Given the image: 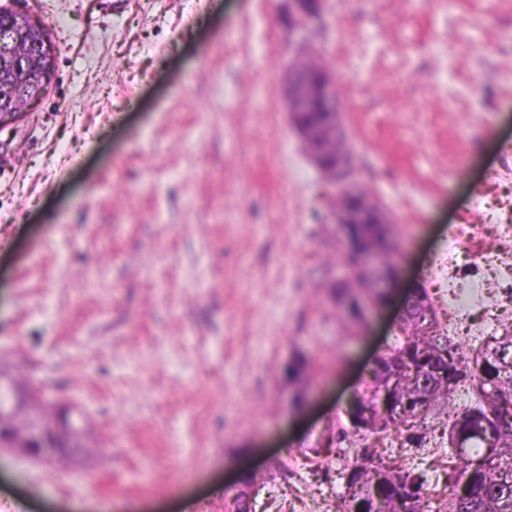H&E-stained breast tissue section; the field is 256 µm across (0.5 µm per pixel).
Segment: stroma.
I'll return each mask as SVG.
<instances>
[{
  "label": "stroma",
  "mask_w": 512,
  "mask_h": 512,
  "mask_svg": "<svg viewBox=\"0 0 512 512\" xmlns=\"http://www.w3.org/2000/svg\"><path fill=\"white\" fill-rule=\"evenodd\" d=\"M43 19L53 79L0 131V361L76 403L97 453L63 468L0 453V512H222L243 469L253 512H338L328 457L352 390L393 342L392 299L361 326L329 285L345 264L319 221L320 175L282 95L297 47L281 0H0ZM335 72L354 176L395 229L403 282L423 280L441 323L448 283L431 264L469 214L497 247L512 226V0H330L306 33ZM512 256L456 286L481 299L456 340L476 352L512 327ZM311 365L307 404L283 376ZM428 445L374 438L427 477L444 512L458 459L448 414Z\"/></svg>",
  "instance_id": "stroma-1"
}]
</instances>
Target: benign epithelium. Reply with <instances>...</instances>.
Masks as SVG:
<instances>
[{
    "mask_svg": "<svg viewBox=\"0 0 512 512\" xmlns=\"http://www.w3.org/2000/svg\"><path fill=\"white\" fill-rule=\"evenodd\" d=\"M284 18L288 34L302 43L308 26L321 20L328 8L327 0H284ZM43 96L24 87H15L13 103L22 106L20 113L30 110ZM285 103L291 124L305 127L301 141L313 164L325 176L324 193L329 205L325 206V220L335 224L341 237L348 239L352 224L362 223L366 216L381 209L373 194L351 178L352 154L340 145L344 140L341 107L336 79L329 68L319 61L306 62L299 55L288 67L285 75ZM343 200L336 208V196ZM359 269L371 274V281L364 290L389 288L396 278V270L388 269L379 257L370 251L351 252L348 269ZM421 299L420 286L407 290L400 302L399 320H404L408 310ZM0 387L11 391L10 405L0 407V450L20 456L50 458L52 443L58 439L66 442L67 451L76 459L89 458L93 449L87 443L80 416L67 408V416L58 414V407L49 402L44 388L37 385H19L14 371L0 364ZM26 423L16 425L19 417Z\"/></svg>",
    "mask_w": 512,
    "mask_h": 512,
    "instance_id": "1",
    "label": "benign epithelium"
}]
</instances>
